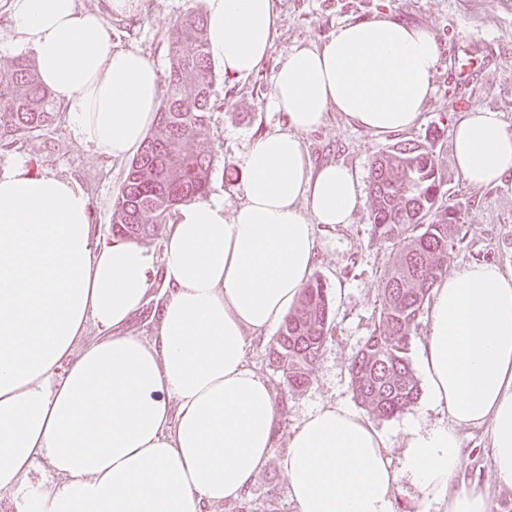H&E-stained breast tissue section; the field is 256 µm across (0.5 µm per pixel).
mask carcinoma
<instances>
[{"mask_svg":"<svg viewBox=\"0 0 512 512\" xmlns=\"http://www.w3.org/2000/svg\"><path fill=\"white\" fill-rule=\"evenodd\" d=\"M216 75L206 49L204 13H186L168 35V68L154 132L131 162L116 199L112 237L140 241L155 235L173 208L203 194L212 156L208 147ZM51 92L24 55L0 63V149L61 119ZM442 181L433 150L401 143L370 169L374 235L397 247L385 270L378 322L350 370L354 398L379 418L402 413L419 396L408 350L411 333L446 268L448 249L464 239L454 207L438 214ZM327 288L315 279L280 326L269 358L293 391L311 381V368L330 338Z\"/></svg>","mask_w":512,"mask_h":512,"instance_id":"obj_1","label":"carcinoma"}]
</instances>
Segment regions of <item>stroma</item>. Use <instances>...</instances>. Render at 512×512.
Wrapping results in <instances>:
<instances>
[{
	"mask_svg": "<svg viewBox=\"0 0 512 512\" xmlns=\"http://www.w3.org/2000/svg\"><path fill=\"white\" fill-rule=\"evenodd\" d=\"M203 8V0H147L144 13L109 19L112 42L141 50L159 71H166L169 32L185 13ZM277 9L273 44L259 71L243 80L224 76L216 80V93L225 103L211 114L213 166L208 195L223 196L229 210L242 203L244 154L265 134L287 129L285 114L272 109L268 100L272 77L293 49L321 44L341 23L389 16L427 28L440 49L435 94L419 124L404 133L375 134L349 124L342 113L332 110L320 130L305 135L306 150L313 163H341L365 178L372 160L395 144L427 143L439 162L443 183L439 205L456 206L467 228L465 238L448 250V271L485 261L511 272L512 176L493 187L467 185L454 166L451 134L456 118L475 109L500 113L512 128V0H278ZM466 65L472 72L463 80L459 72ZM19 157L34 173L49 171L78 181L91 200L94 233L110 236L113 204L123 188L128 160H103L80 144L63 121L25 138L17 149L0 152V172ZM369 216L370 206L365 203L350 224L317 231L313 275L328 288L332 322L331 337L313 365L310 384L287 392L281 372L269 361L273 333L250 335L252 361L275 395L284 398L279 436L249 495L214 506L213 512H292L280 466L289 432L317 405L354 404L350 364L375 327L384 272L395 254L391 243L373 237ZM411 415L425 422L436 418L422 395L405 413L377 422L389 437L393 461L402 457V428ZM464 446L468 455L461 478L487 488L491 512H512V488L500 486L490 470L487 433L468 430Z\"/></svg>",
	"mask_w": 512,
	"mask_h": 512,
	"instance_id": "1",
	"label": "stroma"
}]
</instances>
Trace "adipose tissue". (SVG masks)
I'll use <instances>...</instances> for the list:
<instances>
[{"instance_id":"obj_1","label":"adipose tissue","mask_w":512,"mask_h":512,"mask_svg":"<svg viewBox=\"0 0 512 512\" xmlns=\"http://www.w3.org/2000/svg\"><path fill=\"white\" fill-rule=\"evenodd\" d=\"M144 0H6L13 41L80 143L106 158L139 152L156 119L161 77L141 52L112 44L108 17ZM207 50L244 79L266 59L275 0H204ZM439 49L422 26L381 16L348 22L294 49L272 78L288 128L245 154V200L180 205L161 267L134 241L94 234L89 196L70 179L15 160L0 172V491L21 512H208L244 500L275 446L281 414L249 360L248 336L279 326L313 273L318 225L350 223L358 175L313 164L303 134L327 110L377 134L420 120ZM452 156L481 188L512 173V130L474 110L455 124ZM170 291L153 342L121 328L146 304L154 274ZM99 337L75 352L87 323ZM419 353L432 424L411 422L400 468L386 435L343 402L320 405L290 432L281 468L293 512H395L404 477L440 512H490L461 483L463 431L482 427L491 470L512 487V272L470 264L431 290ZM54 483L25 490L37 459Z\"/></svg>"}]
</instances>
